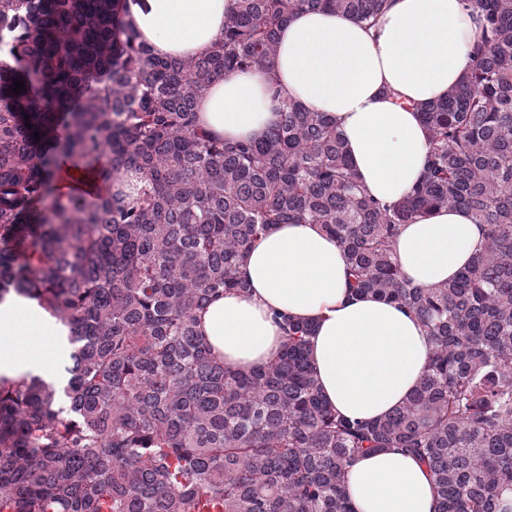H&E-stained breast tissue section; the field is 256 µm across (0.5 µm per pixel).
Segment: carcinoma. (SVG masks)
<instances>
[{
	"label": "carcinoma",
	"instance_id": "1",
	"mask_svg": "<svg viewBox=\"0 0 512 512\" xmlns=\"http://www.w3.org/2000/svg\"><path fill=\"white\" fill-rule=\"evenodd\" d=\"M121 2L0 0V301L37 299L75 346L61 395L0 376V512H354L346 468L386 448L424 463L438 512H512V0H470L474 66L422 108L425 174L390 206L322 112L285 99L263 138L237 142L197 119L218 78L271 67L295 13L373 26L388 0H236L191 59L156 57ZM61 154L97 180L89 196L56 192ZM442 207L470 211L484 244L455 279L417 287L393 239ZM280 224L321 225L352 293L424 324L427 371L392 414L331 410L310 328L284 313L283 352L248 372L198 333L213 299L247 292L239 267Z\"/></svg>",
	"mask_w": 512,
	"mask_h": 512
}]
</instances>
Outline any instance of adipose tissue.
Masks as SVG:
<instances>
[{
  "label": "adipose tissue",
  "mask_w": 512,
  "mask_h": 512,
  "mask_svg": "<svg viewBox=\"0 0 512 512\" xmlns=\"http://www.w3.org/2000/svg\"><path fill=\"white\" fill-rule=\"evenodd\" d=\"M234 0H126L125 19L156 56L203 54L224 35ZM481 13L469 0H389L374 27L327 10L302 11L278 35L272 72L233 73L198 105L203 125L227 140L262 137L279 119L267 90L276 75L289 98L335 119L367 193L385 204L406 196L426 169L421 106L447 95L472 64ZM482 229L463 208L401 225L394 252L405 277L431 288L456 277ZM344 247L316 224H281L240 268L247 295L225 294L198 315L217 359L264 366L286 343L280 311L311 327L310 363L330 407L370 422L414 392L430 341L410 313L372 295L352 296ZM66 328L37 301H0V376L49 375L66 356ZM355 512H436L433 478L394 449L359 457L347 472Z\"/></svg>",
  "instance_id": "adipose-tissue-1"
}]
</instances>
